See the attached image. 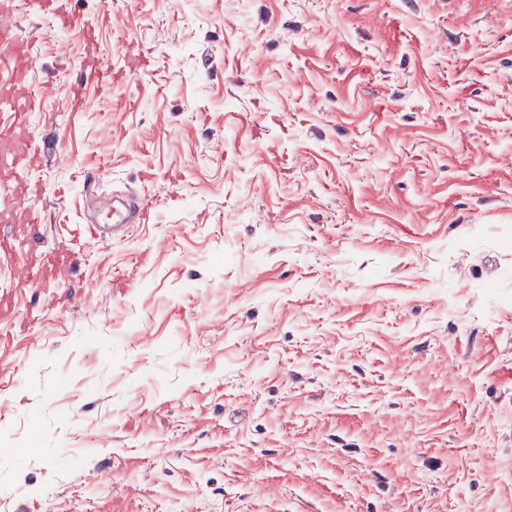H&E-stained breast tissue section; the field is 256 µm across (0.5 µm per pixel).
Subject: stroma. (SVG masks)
<instances>
[{"label": "stroma", "mask_w": 512, "mask_h": 512, "mask_svg": "<svg viewBox=\"0 0 512 512\" xmlns=\"http://www.w3.org/2000/svg\"><path fill=\"white\" fill-rule=\"evenodd\" d=\"M14 4L56 159L0 512H512V0ZM115 194L149 220L83 240ZM37 5L43 14L52 16L61 28H68L76 22L68 9L67 0H41ZM81 258L80 251L76 248H68L64 250H55L44 255H32L30 262L26 267L25 281L31 284L42 283L45 270L48 267L71 269L79 264Z\"/></svg>", "instance_id": "stroma-1"}]
</instances>
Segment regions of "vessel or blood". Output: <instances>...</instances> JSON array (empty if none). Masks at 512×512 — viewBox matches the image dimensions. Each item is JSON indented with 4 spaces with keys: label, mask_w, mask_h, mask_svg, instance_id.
<instances>
[{
    "label": "vessel or blood",
    "mask_w": 512,
    "mask_h": 512,
    "mask_svg": "<svg viewBox=\"0 0 512 512\" xmlns=\"http://www.w3.org/2000/svg\"><path fill=\"white\" fill-rule=\"evenodd\" d=\"M39 10L53 17L62 28L74 24L68 0H39ZM34 52L29 42L16 36L12 0H0V69H7L10 81L0 86V248L16 241L17 224H34L38 216L24 204L35 188L26 180L34 161L40 156L30 129L42 101L30 90L28 76ZM79 250L68 248L32 255L25 267V280L40 283L47 268L71 269L78 265Z\"/></svg>",
    "instance_id": "1"
}]
</instances>
